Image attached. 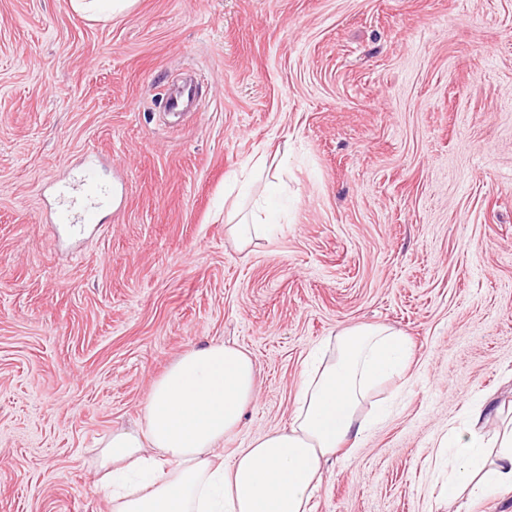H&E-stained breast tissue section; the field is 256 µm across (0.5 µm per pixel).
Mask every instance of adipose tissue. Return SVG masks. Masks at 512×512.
<instances>
[{"label": "adipose tissue", "mask_w": 512, "mask_h": 512, "mask_svg": "<svg viewBox=\"0 0 512 512\" xmlns=\"http://www.w3.org/2000/svg\"><path fill=\"white\" fill-rule=\"evenodd\" d=\"M405 340L362 325L328 338L304 372L287 429L254 438L227 463L216 456L254 400L250 355L213 341L185 351L152 384L139 424L112 430L96 460L111 512H309L321 465L346 443L360 448L373 423L359 420L369 391L400 374ZM470 425L444 441L449 500H480L512 487V428L487 434Z\"/></svg>", "instance_id": "ef3b65f1"}]
</instances>
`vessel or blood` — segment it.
Masks as SVG:
<instances>
[{
    "mask_svg": "<svg viewBox=\"0 0 512 512\" xmlns=\"http://www.w3.org/2000/svg\"><path fill=\"white\" fill-rule=\"evenodd\" d=\"M53 222L67 228L96 224L113 202L112 188L101 178L95 158H87L69 179L52 186Z\"/></svg>",
    "mask_w": 512,
    "mask_h": 512,
    "instance_id": "1",
    "label": "vessel or blood"
}]
</instances>
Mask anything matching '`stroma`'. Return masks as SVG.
<instances>
[{
  "label": "stroma",
  "instance_id": "35a3bbf8",
  "mask_svg": "<svg viewBox=\"0 0 512 512\" xmlns=\"http://www.w3.org/2000/svg\"><path fill=\"white\" fill-rule=\"evenodd\" d=\"M195 78L197 112L161 97ZM98 154L95 229L48 221ZM288 187L241 246L224 193ZM364 323L410 344L323 467L311 512H512L449 501L450 425L512 421V0H0V512H109L95 456L185 350L243 348L257 394L225 457L286 427L310 351ZM76 10L96 17L116 18L130 9L136 0H72Z\"/></svg>",
  "mask_w": 512,
  "mask_h": 512
}]
</instances>
